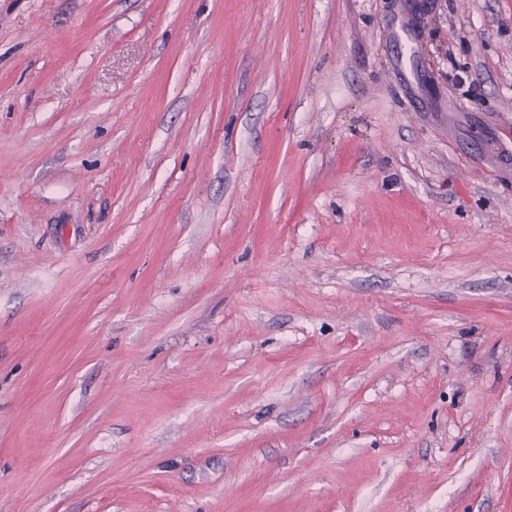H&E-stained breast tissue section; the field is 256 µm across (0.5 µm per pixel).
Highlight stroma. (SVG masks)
Segmentation results:
<instances>
[{
    "label": "stroma",
    "mask_w": 512,
    "mask_h": 512,
    "mask_svg": "<svg viewBox=\"0 0 512 512\" xmlns=\"http://www.w3.org/2000/svg\"><path fill=\"white\" fill-rule=\"evenodd\" d=\"M512 0H0V512H512Z\"/></svg>",
    "instance_id": "35a3bbf8"
}]
</instances>
